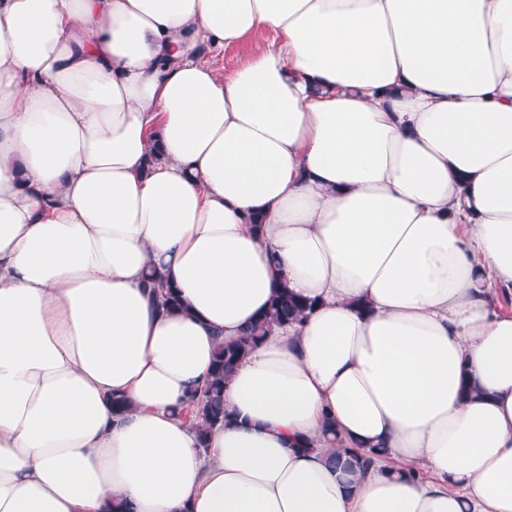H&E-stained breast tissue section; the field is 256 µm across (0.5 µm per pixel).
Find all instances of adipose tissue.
<instances>
[{"instance_id":"ef3b65f1","label":"adipose tissue","mask_w":512,"mask_h":512,"mask_svg":"<svg viewBox=\"0 0 512 512\" xmlns=\"http://www.w3.org/2000/svg\"><path fill=\"white\" fill-rule=\"evenodd\" d=\"M505 291L512 0H0V512H512ZM272 38L273 32L271 30H263L254 34L245 42L236 46L225 47L224 50L218 53L205 52L203 58L224 74H230L243 58L269 44ZM313 308V302L294 297L287 289L278 293L269 311L248 328L243 336L229 343L222 342L216 351L211 378L191 398L190 410L198 420L196 429L204 433L207 426L224 420V382L239 360L254 348L272 329V324H285L305 317Z\"/></svg>"}]
</instances>
